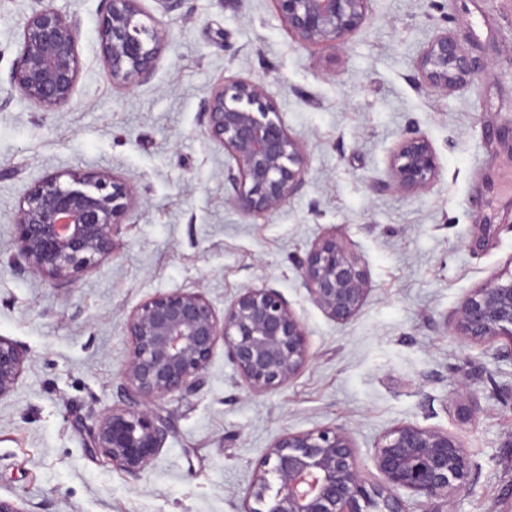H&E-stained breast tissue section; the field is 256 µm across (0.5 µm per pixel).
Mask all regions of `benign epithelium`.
<instances>
[{
  "label": "benign epithelium",
  "instance_id": "1",
  "mask_svg": "<svg viewBox=\"0 0 512 512\" xmlns=\"http://www.w3.org/2000/svg\"><path fill=\"white\" fill-rule=\"evenodd\" d=\"M99 39L112 83L130 87L155 70L166 34L141 0H101ZM282 21L301 41L337 43L357 31L368 0H274ZM79 21L38 0L21 25L10 84L49 112L73 97L82 69ZM425 82L468 86L474 71L448 34L424 51ZM209 135L236 161L227 180L231 203L246 213H269L298 191L304 150L288 133L264 88L234 80L204 101ZM392 185L403 191L427 186L439 166L427 139L408 137L391 156ZM136 202L134 187L102 172L58 171L27 193L15 222L13 262L54 285L112 256L119 225ZM312 301L338 323L348 322L367 292L362 260L333 237L314 243L299 263ZM453 333L490 343L512 340V272L472 289L451 317ZM131 347L121 370L126 402L106 411L88 430L87 449L123 471H143L169 433L155 403L192 392L218 341L255 395L275 390L297 374L310 354L304 326L273 288H246L218 316L204 294L173 291L140 303L128 316ZM25 352L0 337V398L24 371ZM373 477L356 456L342 427L278 435L257 464L248 496L266 512H412L402 492L419 498L418 512H448L454 494L470 488L475 465L462 442L437 429L402 424L387 432L372 457Z\"/></svg>",
  "mask_w": 512,
  "mask_h": 512
}]
</instances>
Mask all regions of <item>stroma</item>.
I'll list each match as a JSON object with an SVG mask.
<instances>
[{"label":"stroma","instance_id":"obj_1","mask_svg":"<svg viewBox=\"0 0 512 512\" xmlns=\"http://www.w3.org/2000/svg\"><path fill=\"white\" fill-rule=\"evenodd\" d=\"M33 5L0 0V337L27 356L0 398V497L25 512H245L277 435L346 428L368 468L379 439L412 424L472 455L475 482L452 512H512V344L466 341L448 324L472 288L512 267V0H369L336 45L301 42L273 0H183L167 14L142 0L167 40L152 76L129 88L101 58V0H52L80 23L82 70L51 112L8 82ZM444 32L479 64L471 86L423 80L420 57ZM237 79L264 88L306 154L301 188L270 213L230 202L236 163L202 112ZM414 134L439 173L405 192L389 185L390 161ZM67 170L128 180L137 201L114 255L54 286L10 257L24 197ZM326 236L367 271L344 324L312 302L299 268ZM247 287L276 289L303 323L311 359L299 373L251 394L216 345L201 388L159 401L171 431L143 472L89 454L88 426L124 401L131 311L185 291L220 313Z\"/></svg>","mask_w":512,"mask_h":512}]
</instances>
